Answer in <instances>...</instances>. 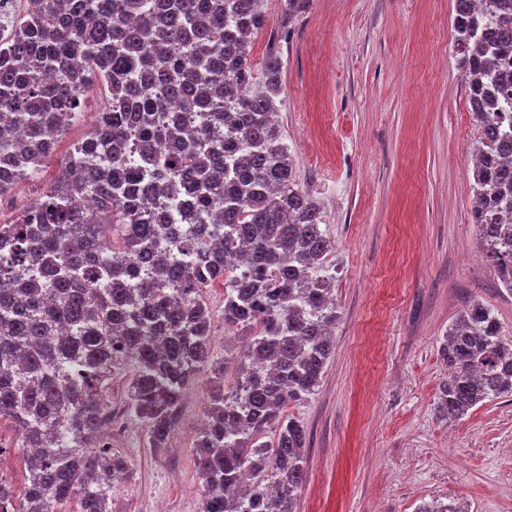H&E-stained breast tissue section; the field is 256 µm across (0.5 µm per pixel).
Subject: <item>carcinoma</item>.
Masks as SVG:
<instances>
[{"label":"carcinoma","mask_w":512,"mask_h":512,"mask_svg":"<svg viewBox=\"0 0 512 512\" xmlns=\"http://www.w3.org/2000/svg\"><path fill=\"white\" fill-rule=\"evenodd\" d=\"M259 2L46 0L0 28L1 194L39 178L89 75L109 93L56 180L0 224V419L27 468L21 499L0 484V512H109L127 462L97 434L105 388L130 363L128 408L152 448L177 428L186 386L215 379L192 447L199 512H295L307 432L286 408L317 391L339 312L332 243L275 120L281 55L270 47L259 75L249 60ZM311 2L287 0L283 35ZM454 2L481 130L472 222L512 294V132L498 111L512 0ZM217 283L224 326L251 332L229 387L202 299ZM441 357L440 418L512 396V339L490 307L464 310Z\"/></svg>","instance_id":"obj_1"}]
</instances>
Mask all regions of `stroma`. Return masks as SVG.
<instances>
[{"label": "stroma", "mask_w": 512, "mask_h": 512, "mask_svg": "<svg viewBox=\"0 0 512 512\" xmlns=\"http://www.w3.org/2000/svg\"><path fill=\"white\" fill-rule=\"evenodd\" d=\"M454 0H312L281 41L277 121L297 179L318 203L334 245L340 319L314 396L287 412L307 430L296 512H415L434 498L466 512H512V397L448 424L434 413L439 346L478 301L512 335V295L499 287L472 222L471 149L480 128L454 47ZM84 96L42 180L19 182L0 221L16 219L58 174L100 110ZM211 351L232 381L248 334L224 328V289H205ZM131 376L113 375L112 449L128 469L112 512H199L191 450L214 389L186 390L168 447L149 448L129 412ZM0 478L23 486L17 429L0 420Z\"/></svg>", "instance_id": "35a3bbf8"}]
</instances>
